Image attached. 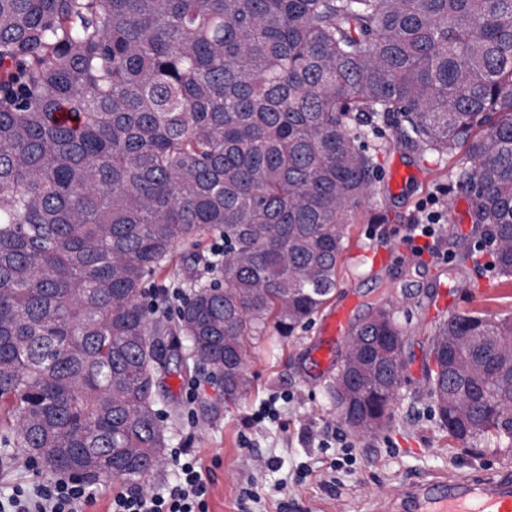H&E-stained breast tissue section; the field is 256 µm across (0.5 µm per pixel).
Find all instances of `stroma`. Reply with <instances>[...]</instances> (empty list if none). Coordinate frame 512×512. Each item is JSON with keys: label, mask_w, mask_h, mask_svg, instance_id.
Listing matches in <instances>:
<instances>
[{"label": "stroma", "mask_w": 512, "mask_h": 512, "mask_svg": "<svg viewBox=\"0 0 512 512\" xmlns=\"http://www.w3.org/2000/svg\"><path fill=\"white\" fill-rule=\"evenodd\" d=\"M368 142L379 148V177L374 195L349 227V248L331 305L348 306L353 325L379 299L403 323L408 341L392 418L374 436H350L355 461L337 472L335 485H326L337 451L319 447L317 438L327 429L349 434L327 393L336 368L314 362L319 348L331 347L338 357L344 344L324 334L319 318L293 336L274 334L249 349L251 389L235 402H225L208 372L159 370L169 389L167 401L179 413L168 425V446L201 458L209 512H368L373 500L403 479L480 476L504 461L490 451L465 455L450 450L428 396L429 338L444 317L482 307L494 317L512 315V287L500 285L493 268H474L464 257L467 247L482 238L484 227L473 222L470 193L456 180L459 161L421 159L396 143L387 126ZM397 167L410 177L394 192L389 179ZM424 204L444 220L437 227L433 254L418 256L406 236ZM210 244L205 238L198 248H175L168 267L155 279L159 316L169 314L164 290L206 278L194 253L207 251ZM280 393L288 396L280 419L254 423L259 405ZM270 458L278 460V468L266 469Z\"/></svg>", "instance_id": "1"}]
</instances>
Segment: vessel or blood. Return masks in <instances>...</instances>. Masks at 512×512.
<instances>
[{
  "mask_svg": "<svg viewBox=\"0 0 512 512\" xmlns=\"http://www.w3.org/2000/svg\"><path fill=\"white\" fill-rule=\"evenodd\" d=\"M371 512H512V465L478 478H408Z\"/></svg>",
  "mask_w": 512,
  "mask_h": 512,
  "instance_id": "b4317fda",
  "label": "vessel or blood"
}]
</instances>
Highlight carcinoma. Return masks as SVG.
I'll list each match as a JSON object with an SVG mask.
<instances>
[{"mask_svg": "<svg viewBox=\"0 0 512 512\" xmlns=\"http://www.w3.org/2000/svg\"><path fill=\"white\" fill-rule=\"evenodd\" d=\"M376 120L463 154L511 285L512 0H0V445L141 480L168 447L157 368L184 341L179 365L244 395L248 342L335 294ZM206 236L221 280L150 322L147 282ZM405 344L384 305L352 327L330 385L348 427L386 425ZM430 358L448 438L512 456V316L449 315Z\"/></svg>", "mask_w": 512, "mask_h": 512, "instance_id": "carcinoma-1", "label": "carcinoma"}]
</instances>
